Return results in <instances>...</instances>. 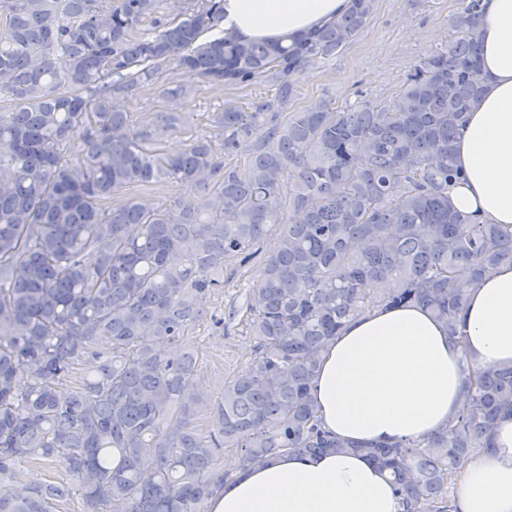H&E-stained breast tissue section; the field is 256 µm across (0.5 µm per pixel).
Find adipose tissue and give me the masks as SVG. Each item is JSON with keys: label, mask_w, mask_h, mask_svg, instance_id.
I'll return each mask as SVG.
<instances>
[{"label": "adipose tissue", "mask_w": 512, "mask_h": 512, "mask_svg": "<svg viewBox=\"0 0 512 512\" xmlns=\"http://www.w3.org/2000/svg\"><path fill=\"white\" fill-rule=\"evenodd\" d=\"M484 94L455 145L463 180L452 205L479 222L512 225V0H484ZM349 0H224V26L240 40L274 42L344 13ZM457 346L429 309L374 310L327 345L312 380L322 427L354 442L426 439L462 407L465 368L512 366V265L466 289ZM388 474L358 453H287L235 470L210 512H399ZM460 512H512V414L467 463Z\"/></svg>", "instance_id": "obj_1"}]
</instances>
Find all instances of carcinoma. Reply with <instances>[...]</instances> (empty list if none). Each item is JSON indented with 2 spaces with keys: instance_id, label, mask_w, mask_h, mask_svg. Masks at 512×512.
<instances>
[{
  "instance_id": "cac0c4a2",
  "label": "carcinoma",
  "mask_w": 512,
  "mask_h": 512,
  "mask_svg": "<svg viewBox=\"0 0 512 512\" xmlns=\"http://www.w3.org/2000/svg\"><path fill=\"white\" fill-rule=\"evenodd\" d=\"M161 2L0 0V94L13 100L0 110V512H67L75 497L80 512H204L226 450L244 467L350 450L391 473L403 512H458L463 463L512 411V366L468 371L462 410L427 440L341 441L309 389L329 341L375 308L427 307L463 342L465 288L512 263V225L475 224L448 196L483 94L482 0H461L446 45L390 100L322 101L285 122L296 79L360 33L375 0L289 45L220 29L224 0H175L173 19ZM159 62L273 92L224 107L213 134L168 155L160 141L181 116L127 111ZM159 183L186 191L169 207L105 206ZM271 224L254 357L220 396L196 397L188 328ZM32 461L67 481L20 483Z\"/></svg>"
}]
</instances>
